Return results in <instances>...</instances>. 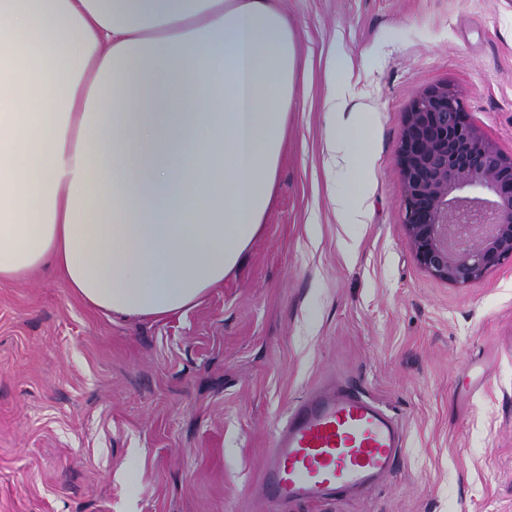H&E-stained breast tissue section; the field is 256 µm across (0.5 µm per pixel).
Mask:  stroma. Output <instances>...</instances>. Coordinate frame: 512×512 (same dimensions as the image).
I'll return each instance as SVG.
<instances>
[{"mask_svg":"<svg viewBox=\"0 0 512 512\" xmlns=\"http://www.w3.org/2000/svg\"><path fill=\"white\" fill-rule=\"evenodd\" d=\"M300 48L277 188L243 262L161 317L87 305L52 266L0 281V512H268L254 488L289 407L329 383L398 420L394 472L288 512H512V261L458 288L403 224L406 114L448 84L512 155V0H274ZM366 115L357 179L326 96ZM366 220L339 223L354 181ZM348 95L349 81L343 78L335 80L328 99V114L335 126V135L330 142V157L336 166V172L341 175L357 170L359 162L366 159L363 145L349 139L345 133L346 122L343 115L346 112Z\"/></svg>","mask_w":512,"mask_h":512,"instance_id":"1","label":"stroma"}]
</instances>
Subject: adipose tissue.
I'll list each match as a JSON object with an SVG mask.
<instances>
[{"label": "adipose tissue", "instance_id": "ef3b65f1", "mask_svg": "<svg viewBox=\"0 0 512 512\" xmlns=\"http://www.w3.org/2000/svg\"><path fill=\"white\" fill-rule=\"evenodd\" d=\"M297 59L270 0H0V280L51 263L107 312L197 304L264 222Z\"/></svg>", "mask_w": 512, "mask_h": 512}]
</instances>
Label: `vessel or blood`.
Here are the masks:
<instances>
[{
    "instance_id": "obj_1",
    "label": "vessel or blood",
    "mask_w": 512,
    "mask_h": 512,
    "mask_svg": "<svg viewBox=\"0 0 512 512\" xmlns=\"http://www.w3.org/2000/svg\"><path fill=\"white\" fill-rule=\"evenodd\" d=\"M404 439L394 416L346 389L314 391L288 412L262 463L273 512L369 490L391 473Z\"/></svg>"
}]
</instances>
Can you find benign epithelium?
Masks as SVG:
<instances>
[{"mask_svg":"<svg viewBox=\"0 0 512 512\" xmlns=\"http://www.w3.org/2000/svg\"><path fill=\"white\" fill-rule=\"evenodd\" d=\"M404 227L417 264L464 287L512 260V156L446 84L410 105L399 146Z\"/></svg>","mask_w":512,"mask_h":512,"instance_id":"1","label":"benign epithelium"}]
</instances>
